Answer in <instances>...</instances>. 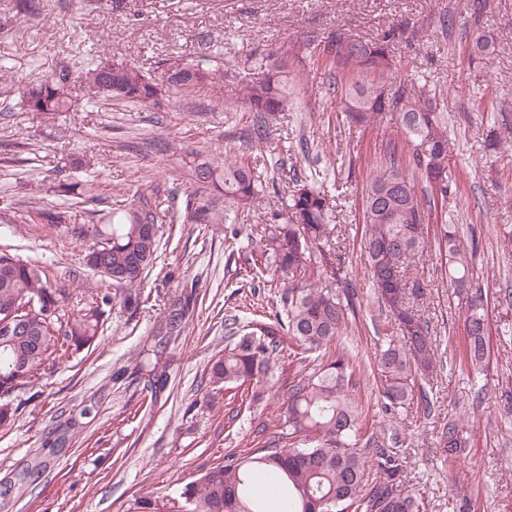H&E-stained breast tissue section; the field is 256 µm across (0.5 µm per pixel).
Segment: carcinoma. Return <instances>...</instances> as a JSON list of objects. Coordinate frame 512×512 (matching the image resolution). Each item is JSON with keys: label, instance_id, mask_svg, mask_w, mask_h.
I'll list each match as a JSON object with an SVG mask.
<instances>
[{"label": "carcinoma", "instance_id": "cac0c4a2", "mask_svg": "<svg viewBox=\"0 0 512 512\" xmlns=\"http://www.w3.org/2000/svg\"><path fill=\"white\" fill-rule=\"evenodd\" d=\"M398 37L391 29L376 40L345 39L341 33L319 43L296 42L272 60L274 74L239 88L238 97L227 103L248 112L274 115L288 108L290 89L303 79L294 63L314 59L329 71L328 95L346 104V116L354 127H367L391 115L404 135V145L392 148L385 162L376 165L366 185L362 250L369 282L382 312L402 333L398 343L389 342L376 352L373 369L380 374V395L386 409L402 408L415 398L417 380L431 381L437 365L436 344L428 321L406 303L408 262L428 246L425 225L431 216L448 213V196L460 192V180L448 171V113L439 110L424 87L398 77L388 43ZM495 38L482 32L469 44L470 54L481 59L496 51ZM216 84L207 59L176 58L169 62L167 80L159 84L131 64L113 65L100 57L79 75L62 68L20 91L24 106L32 112H67L81 97L88 102L108 98L141 108H158L171 96L214 91ZM387 84L394 102L379 98ZM192 176L202 188H213L224 197L219 204L209 198L186 199L183 213L171 220L183 224H231V239L250 253L254 276L270 271L310 267L318 271L316 255H326L333 214L331 197L317 181L298 182L286 205V213L274 214L267 224H233L234 210L251 206L260 192L251 160L224 155L219 161L194 153ZM425 184L427 195L418 197L416 186ZM56 195L62 203L53 211L37 210L35 218L52 226L71 219L65 203L73 197L99 200L92 183L58 181ZM162 203L142 201L111 209L108 223L95 226L90 245L84 249L85 264L103 277L90 305L71 314L64 312L65 290L53 287L43 267L8 251L0 252V314L36 301L25 313L21 336L0 335V427L14 421L18 408L12 394L34 386L48 365H54L91 345L100 334L102 307L112 304L110 287L121 290L119 305L131 314L143 309L141 284L156 260L160 246L159 216ZM440 248L448 264L449 287L467 303L465 362L483 366L488 354L487 323L482 288L474 278V251L457 238L452 224L441 228ZM355 294L349 285L339 288H299L280 296L274 322L252 324V331L227 344L224 355L212 363L208 386L234 390L244 385L252 401L260 402L271 391L274 366L284 343L306 353L317 351L347 333L354 313ZM192 297L170 306L155 323L157 334L178 336ZM355 360L344 352L322 362L291 386L285 415V431L279 440L248 457L228 455L188 483L181 497L191 512H420L421 499L397 482L395 453L375 449L383 471L371 492L363 493L366 461L358 448L363 427L361 411L353 397L357 380ZM78 418L54 425L44 446L63 448L80 428ZM466 442L457 416L440 426L439 448L447 458H461Z\"/></svg>", "mask_w": 512, "mask_h": 512}]
</instances>
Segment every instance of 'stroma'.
<instances>
[{
	"mask_svg": "<svg viewBox=\"0 0 512 512\" xmlns=\"http://www.w3.org/2000/svg\"><path fill=\"white\" fill-rule=\"evenodd\" d=\"M15 0H0V61L15 80L30 83L62 67L80 68L98 52L164 81L173 58L206 55L220 75L218 93L170 99L147 111L102 101L77 102L72 111L32 112L14 97L0 103V197L20 205L36 200L55 209L61 175L99 184L101 205L73 202V219L45 231L0 210V247L42 265L52 285L79 309L100 284L82 262L78 236H91L88 213L140 198L182 209L197 189L186 164L201 151L223 158L225 147L257 159L264 186L242 224H260L284 211L294 177L325 172L321 184L336 201L333 239L342 265L324 267L322 283L342 280L356 288L357 316L348 332L320 356L338 350L361 367L355 397L375 444L396 452L406 489L419 493L420 512H512V0H40L36 16L16 13ZM399 36L390 50L402 78L426 85L448 114V168L463 191L448 202V221L463 243L477 241L474 274L483 292L490 357L477 372L462 362L466 305L451 295L438 250L425 252L413 270L421 295H409L437 340L443 367L425 384V397L386 413L368 363L400 333L380 317L360 255L369 168L386 148L402 143L395 120L350 127L342 103L325 94L328 75L312 69L288 111L269 123L271 145L255 141L253 113L224 106L237 86L263 77L273 54L289 43L323 40L336 29L363 40L389 28ZM496 38L490 62L471 61L476 31ZM498 127L504 144L486 152L483 133ZM158 257L142 288L149 296L138 314L106 309L104 332L69 360L47 367L35 389L15 392L19 410L0 428V482L44 460L35 486L14 487L0 497V512H187L180 493L231 452L246 456L284 429L288 390L304 367L282 351L270 399L254 406L245 396L202 392L211 364L224 353L229 318L266 320L275 293L304 288L306 268L280 271L251 287L244 251L229 246L220 224L162 226ZM196 293L186 328L164 349L158 401L147 406L133 371L142 348L156 345L154 323L173 299ZM94 406L73 446L43 447L48 429ZM460 416L466 460L441 455L443 419Z\"/></svg>",
	"mask_w": 512,
	"mask_h": 512,
	"instance_id": "stroma-1",
	"label": "stroma"
}]
</instances>
